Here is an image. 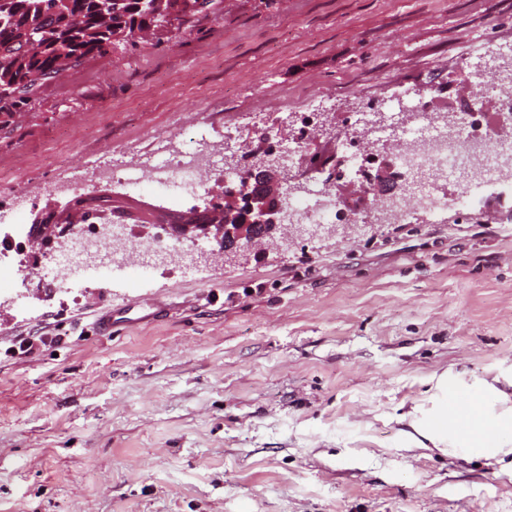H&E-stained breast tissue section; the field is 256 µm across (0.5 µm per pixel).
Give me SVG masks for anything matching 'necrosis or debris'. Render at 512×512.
Wrapping results in <instances>:
<instances>
[{
  "label": "necrosis or debris",
  "instance_id": "4bbe7bcc",
  "mask_svg": "<svg viewBox=\"0 0 512 512\" xmlns=\"http://www.w3.org/2000/svg\"><path fill=\"white\" fill-rule=\"evenodd\" d=\"M466 105L454 112H436L419 104L411 120L399 116L380 119L376 103L348 120L344 135L356 164H363L367 150L393 145L398 166L414 175L417 183L408 196L379 199L370 218L375 224H391L398 220L408 201L417 200L430 209H455L469 193L474 175L512 181V136L503 142L488 144L477 140L473 126L482 118L486 101H494L504 113L512 114V53L499 55L493 65L476 76L475 87L464 94ZM156 153L163 163L145 159L155 187L199 189L205 174L218 173L234 180L238 169L225 166L223 157L209 144L201 143L192 151L180 150L174 139L157 144ZM457 178L459 185L452 194L431 196L428 188L444 178ZM305 196H296L288 207V215L298 224H360L362 214L348 203H336L320 210L306 206Z\"/></svg>",
  "mask_w": 512,
  "mask_h": 512
}]
</instances>
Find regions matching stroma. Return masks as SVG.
Returning a JSON list of instances; mask_svg holds the SVG:
<instances>
[{
    "label": "stroma",
    "mask_w": 512,
    "mask_h": 512,
    "mask_svg": "<svg viewBox=\"0 0 512 512\" xmlns=\"http://www.w3.org/2000/svg\"><path fill=\"white\" fill-rule=\"evenodd\" d=\"M512 48V0H222L87 56L25 112H0V512H512V454L449 431L421 448L438 382L512 414V183L477 206L430 212L344 242L266 240L226 261L145 264L141 244L224 188L171 205L138 168L180 133L242 156L282 103L333 98L336 125L370 100L462 102L478 55ZM102 160L138 179L88 190L85 224L55 185ZM76 224L123 274L51 275L57 244L31 228ZM115 313L108 333L98 319ZM35 342L17 351V337Z\"/></svg>",
    "instance_id": "1"
}]
</instances>
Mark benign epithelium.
I'll return each instance as SVG.
<instances>
[{"instance_id":"benign-epithelium-1","label":"benign epithelium","mask_w":512,"mask_h":512,"mask_svg":"<svg viewBox=\"0 0 512 512\" xmlns=\"http://www.w3.org/2000/svg\"><path fill=\"white\" fill-rule=\"evenodd\" d=\"M97 7L110 6L117 26L113 40L126 39L128 0H95ZM263 149L253 155L251 175L235 184H224V194L212 200V207L224 217L220 224H169L166 230L178 240L196 241L205 238L223 249L224 256L236 255L268 237H276L284 246H292L300 237L302 225L287 220L288 194L301 189V183L291 184L288 167L277 156V143L262 137ZM363 180L383 188L398 176L392 162L378 157L370 167L359 169Z\"/></svg>"}]
</instances>
